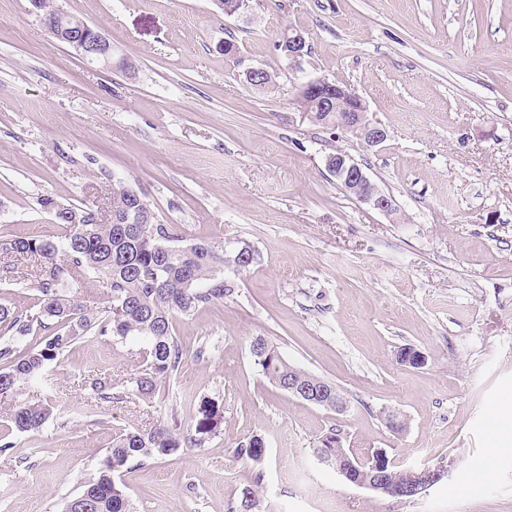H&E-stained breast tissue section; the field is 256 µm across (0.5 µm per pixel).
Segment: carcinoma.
I'll return each instance as SVG.
<instances>
[{
    "mask_svg": "<svg viewBox=\"0 0 512 512\" xmlns=\"http://www.w3.org/2000/svg\"><path fill=\"white\" fill-rule=\"evenodd\" d=\"M41 15L47 32L58 25L56 0H41ZM64 229L53 241L36 236L0 238L5 254L31 253L39 257L34 272L38 293L35 307L14 310L0 305V395L13 396L7 424L0 429V453L11 447L13 432L40 430L52 416V406L21 397V389L40 383L45 371L59 362L86 333L112 335L125 341L145 344L142 369L114 395V384L106 376L90 382L99 399H147L158 384L175 376L187 357L173 331V315L192 316L200 307L224 300L234 291L224 278V250L208 243L178 246L177 235L159 224L149 204L140 194L121 183L112 186V221L98 220L96 209L41 200ZM93 272L106 280L109 306L103 314L90 311L63 288ZM29 344L20 348L24 340ZM249 351L264 377L273 386L288 391V379L306 382L311 374L291 364L278 347L264 336L251 340ZM224 421V411L203 400L195 424L184 430L177 424L160 422L145 431L119 433L101 463L78 496L64 512H136L121 474L133 463L142 464L178 452L200 448L216 435ZM338 431L330 429L318 441L314 453L324 455L355 482L363 476L362 460L345 447L336 446ZM265 440L253 436L236 446L234 456L249 466L251 478L239 493V510L252 512L262 490ZM386 485L395 499L404 482L401 470L384 465Z\"/></svg>",
    "mask_w": 512,
    "mask_h": 512,
    "instance_id": "obj_1",
    "label": "carcinoma"
}]
</instances>
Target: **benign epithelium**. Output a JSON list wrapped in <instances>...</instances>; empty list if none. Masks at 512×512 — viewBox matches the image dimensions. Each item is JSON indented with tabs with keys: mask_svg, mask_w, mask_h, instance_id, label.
Returning <instances> with one entry per match:
<instances>
[{
	"mask_svg": "<svg viewBox=\"0 0 512 512\" xmlns=\"http://www.w3.org/2000/svg\"><path fill=\"white\" fill-rule=\"evenodd\" d=\"M70 28L71 46L82 59L101 68L112 67V40L104 32L93 29L90 34L77 37L76 30L88 28L87 23L79 19L70 21ZM305 46L301 34L293 29L288 30V58L296 59L303 56ZM297 105L302 117L310 122L316 120L318 112L336 113L334 118L326 120V125L338 134L355 136L368 147H376L387 138L385 128L369 118L366 102L346 86L325 79L310 81L299 91ZM326 168L345 192L375 210L386 214L392 212L391 197L380 191L365 167L351 156L338 155L334 164L328 157ZM288 391L314 405L321 402L323 397V390L317 381L308 387H300L290 382ZM447 473V467L442 465L407 468L401 494L410 498L417 497L440 482ZM354 485L378 495L387 493L382 466L377 462L371 465L364 472V477L354 482Z\"/></svg>",
	"mask_w": 512,
	"mask_h": 512,
	"instance_id": "7a95c632",
	"label": "benign epithelium"
}]
</instances>
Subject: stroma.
<instances>
[{
  "mask_svg": "<svg viewBox=\"0 0 512 512\" xmlns=\"http://www.w3.org/2000/svg\"><path fill=\"white\" fill-rule=\"evenodd\" d=\"M112 39L115 66L52 42L30 0H0V234H62L40 204L107 209L115 183L145 197L184 243L258 261L228 267L224 301L176 316L192 353L149 401L100 400L87 379L125 385L143 344L86 334L47 384L53 415L0 453V512H62L116 433L193 425L201 400L224 411L200 448L124 471L137 512H229L250 472L238 443L262 436L265 512H512V0H57ZM308 47L286 60L281 30ZM277 76L252 88L222 51ZM353 89L388 132L367 148L303 120L300 86ZM343 149L393 200L385 214L340 188L325 159ZM0 305L32 307L31 254H0ZM334 383L344 411L272 387L253 337ZM412 347L423 366L400 363ZM398 411L396 433L381 413ZM336 428L354 455L399 468L447 465L411 500L346 483L313 454Z\"/></svg>",
  "mask_w": 512,
  "mask_h": 512,
  "instance_id": "1",
  "label": "stroma"
}]
</instances>
